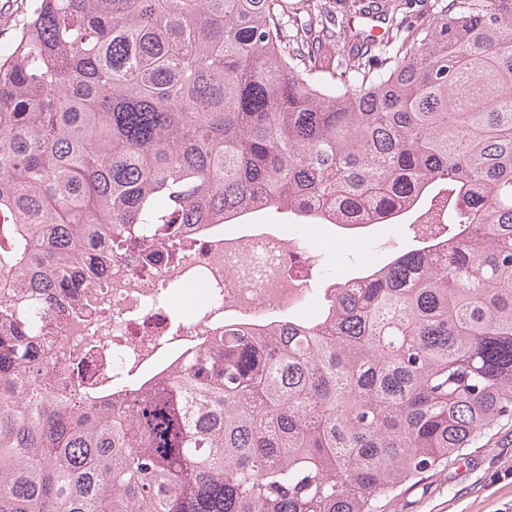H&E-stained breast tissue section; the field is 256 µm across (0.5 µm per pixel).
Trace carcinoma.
<instances>
[{"label": "carcinoma", "mask_w": 512, "mask_h": 512, "mask_svg": "<svg viewBox=\"0 0 512 512\" xmlns=\"http://www.w3.org/2000/svg\"><path fill=\"white\" fill-rule=\"evenodd\" d=\"M328 0H33L0 47V512H375L512 420V0L385 41ZM437 240L311 318L224 325L138 395L72 403L30 333L112 237L256 213Z\"/></svg>", "instance_id": "obj_1"}]
</instances>
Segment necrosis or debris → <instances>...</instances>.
Returning a JSON list of instances; mask_svg holds the SVG:
<instances>
[{
  "label": "necrosis or debris",
  "instance_id": "necrosis-or-debris-1",
  "mask_svg": "<svg viewBox=\"0 0 512 512\" xmlns=\"http://www.w3.org/2000/svg\"><path fill=\"white\" fill-rule=\"evenodd\" d=\"M157 242L161 261L113 253L92 298L48 307L34 345L55 367L39 385L68 401L136 391L223 335L226 323L299 312L309 267L323 255L265 224H184Z\"/></svg>",
  "mask_w": 512,
  "mask_h": 512
}]
</instances>
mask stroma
<instances>
[{
  "label": "stroma",
  "mask_w": 512,
  "mask_h": 512,
  "mask_svg": "<svg viewBox=\"0 0 512 512\" xmlns=\"http://www.w3.org/2000/svg\"><path fill=\"white\" fill-rule=\"evenodd\" d=\"M322 245L327 271L339 276L367 253L361 234L340 229L325 236ZM378 512H512V426L481 439L464 460L439 466L388 495Z\"/></svg>",
  "instance_id": "1"
}]
</instances>
